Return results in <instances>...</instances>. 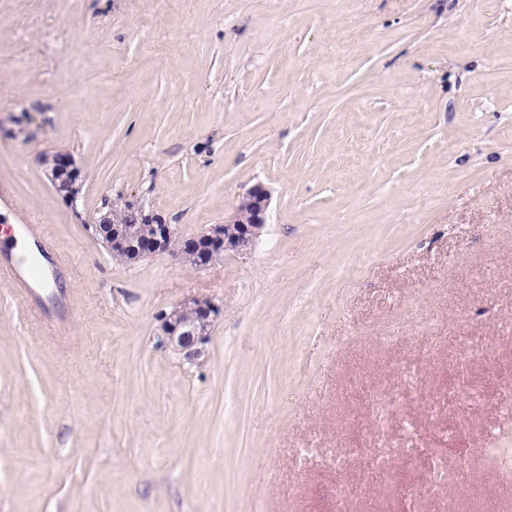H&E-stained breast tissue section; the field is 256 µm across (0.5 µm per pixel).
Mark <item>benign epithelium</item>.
<instances>
[{
	"instance_id": "1",
	"label": "benign epithelium",
	"mask_w": 512,
	"mask_h": 512,
	"mask_svg": "<svg viewBox=\"0 0 512 512\" xmlns=\"http://www.w3.org/2000/svg\"><path fill=\"white\" fill-rule=\"evenodd\" d=\"M47 176L54 188L66 184L64 201L71 206L77 204L81 173L71 156L53 154ZM269 204V191L258 183L246 192L244 201L224 218V223L211 224L198 234L181 237L173 225L133 201L131 205L138 208L141 223L151 225L148 234L140 238L114 227L106 239L112 252L128 262L156 253L168 252L176 258L190 253L195 257L196 268L206 269L224 261L226 255H243L253 249L266 226ZM220 314V306L210 300L186 299L163 315V331L173 350L193 364Z\"/></svg>"
}]
</instances>
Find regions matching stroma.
<instances>
[{"label": "stroma", "instance_id": "obj_1", "mask_svg": "<svg viewBox=\"0 0 512 512\" xmlns=\"http://www.w3.org/2000/svg\"><path fill=\"white\" fill-rule=\"evenodd\" d=\"M1 183L0 233L18 199L56 248L0 280V512H512V0H0ZM258 183L265 236L204 270L91 231L138 200L193 235ZM193 297L190 364L160 316ZM49 160L51 164L49 165L47 176L53 189L61 188L60 183H65L68 190L63 195L64 201L70 206H75L79 198L81 173L74 159L70 154L55 153ZM0 272L8 275L9 277L12 276L16 288H20L23 291H26V288L30 287L31 280L38 278L40 275L38 268L33 266L25 268L22 262L18 259L14 262L13 268L9 267L1 269ZM221 310L210 300L190 298L164 313L162 327L165 336L184 361L193 364L201 355V347L208 341Z\"/></svg>", "mask_w": 512, "mask_h": 512}]
</instances>
